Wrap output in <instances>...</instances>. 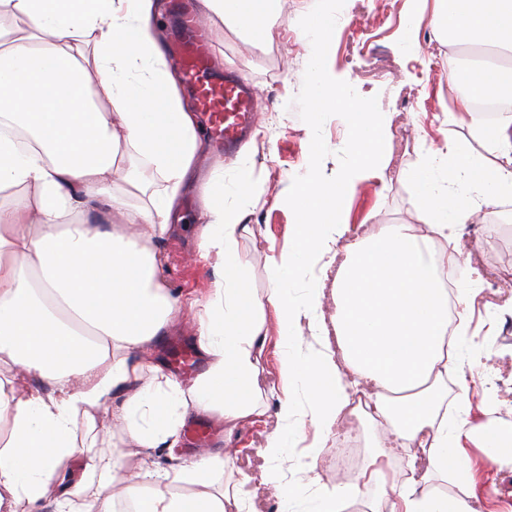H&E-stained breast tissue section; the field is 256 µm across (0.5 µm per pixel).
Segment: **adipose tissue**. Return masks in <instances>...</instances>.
Masks as SVG:
<instances>
[{"mask_svg":"<svg viewBox=\"0 0 512 512\" xmlns=\"http://www.w3.org/2000/svg\"><path fill=\"white\" fill-rule=\"evenodd\" d=\"M199 4L203 20L220 19L255 47L271 39L279 9V0ZM158 10L157 0H0V17L23 19L17 29L0 26V191H24L0 204V362L13 368L0 378V512H42L47 488L78 461L83 477L57 512H116L120 503L130 512H253L243 481L224 476L225 453L137 476L125 458L131 448L176 447L195 415L218 417L231 430L264 415L258 378L268 325L276 323L289 345L304 318L338 348L281 354L284 378L310 395L311 424L330 434L350 388L359 387L378 427L370 470L337 483L308 512H343L364 496L370 512H476L471 493H446L431 479L471 484V447L512 466V425L448 422L444 385L464 361L448 337L438 271L458 264L466 281L474 271L431 241L459 242L462 225L482 209L512 204V113L488 124L475 109L477 99L512 92V66L453 69L460 93L448 121L468 123L493 163L450 140L431 150L411 173L426 234L379 224L351 236L338 251L327 320L315 315L319 290L299 303L288 280L299 261L328 250L362 171L385 168L391 115L314 72L317 101L346 112L356 163L330 180L314 168L290 179L297 240L272 258L261 295L249 286L239 243L250 231L243 210L262 190L248 178L229 188L211 179L197 254L219 276L190 303L204 370L186 385L156 354L181 304L154 242L169 233L203 145L153 34ZM431 23L458 48L512 56V0H434ZM17 126L31 143L13 135ZM120 168L148 192V204L113 197ZM104 208L120 213L124 231L92 221ZM100 411L111 412V428L79 432V417ZM390 444L411 451L399 481L389 472Z\"/></svg>","mask_w":512,"mask_h":512,"instance_id":"1","label":"adipose tissue"}]
</instances>
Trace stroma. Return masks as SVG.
<instances>
[{
	"instance_id": "obj_1",
	"label": "stroma",
	"mask_w": 512,
	"mask_h": 512,
	"mask_svg": "<svg viewBox=\"0 0 512 512\" xmlns=\"http://www.w3.org/2000/svg\"><path fill=\"white\" fill-rule=\"evenodd\" d=\"M415 6V0H284L273 36L260 49L246 47L239 35L221 22L208 25L220 63L246 77L258 91L257 126L236 157L226 160L210 152L199 160L203 170L223 174L225 183L248 177L264 190L260 201L244 213L243 221L250 224L252 232L240 244L254 291H265L271 258L294 243L297 215L281 199L286 178L300 177L312 166L321 175L332 177L353 163L343 112L315 106L313 64H320L332 80L346 85L352 96L369 98L376 111L393 117L383 175L359 180L349 194L345 220L351 231L368 232L377 224L419 225L416 189L407 174L427 160L429 149L451 139L474 155H484V148L472 139L465 124L448 122L454 97L448 90L446 71L449 59L460 58L459 49L440 43L426 19L416 31V51L402 49L405 21ZM318 12L336 17L330 45L319 56L302 30L306 17ZM201 196L198 183L184 192L180 221L157 245L164 276L171 292L179 297L193 288L205 291L213 278L211 270L197 267L189 283L183 273L185 264L196 260L193 232L201 216ZM464 241L466 260L483 278L503 277L500 288L477 293L469 309V333L458 340L465 353L476 341L492 349L487 368L493 376L452 374L448 392L453 395L467 390L474 419H483L488 412L505 419L512 413L498 409L497 402L512 401V330L505 328L506 317L512 316V209H496L480 223L467 225ZM269 337L272 346L261 359L259 376V385L268 395L266 414L231 433L215 417L201 416L197 422L213 429L208 450L228 451L232 473L249 476L257 512H283V503L264 480L267 463L260 446L265 435L277 427L279 398L289 393L299 418L291 425L283 478L300 488L297 508L307 512L311 500L336 481L364 471L374 450L358 448L351 464L340 469L334 460V442L329 439L316 471L307 473L299 468L297 461L304 448L315 443L317 431L307 417L309 407L302 385L282 381L281 356L274 347L279 340L277 329H270ZM470 460L478 512H500L503 505L512 504V494L502 488L505 479H512V470L500 467L476 448L471 450Z\"/></svg>"
}]
</instances>
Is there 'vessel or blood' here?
I'll list each match as a JSON object with an SVG mask.
<instances>
[{"label":"vessel or blood","instance_id":"vessel-or-blood-1","mask_svg":"<svg viewBox=\"0 0 512 512\" xmlns=\"http://www.w3.org/2000/svg\"><path fill=\"white\" fill-rule=\"evenodd\" d=\"M182 29L181 40L173 48L180 64L177 78L193 91L211 140L225 152H233L254 121L253 88L237 78L220 79L214 74L212 47L197 13L184 18Z\"/></svg>","mask_w":512,"mask_h":512}]
</instances>
